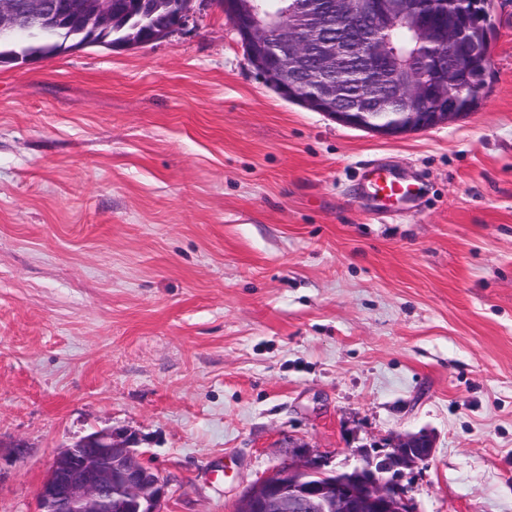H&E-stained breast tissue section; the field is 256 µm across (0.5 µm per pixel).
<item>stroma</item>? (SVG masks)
Instances as JSON below:
<instances>
[{
    "instance_id": "35a3bbf8",
    "label": "stroma",
    "mask_w": 512,
    "mask_h": 512,
    "mask_svg": "<svg viewBox=\"0 0 512 512\" xmlns=\"http://www.w3.org/2000/svg\"><path fill=\"white\" fill-rule=\"evenodd\" d=\"M193 6L144 47L0 64V512L104 428L163 512L420 431L416 512H512V0L481 106L398 138L281 98ZM371 166L416 196L374 199Z\"/></svg>"
}]
</instances>
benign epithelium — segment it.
Masks as SVG:
<instances>
[{
    "label": "benign epithelium",
    "mask_w": 512,
    "mask_h": 512,
    "mask_svg": "<svg viewBox=\"0 0 512 512\" xmlns=\"http://www.w3.org/2000/svg\"><path fill=\"white\" fill-rule=\"evenodd\" d=\"M290 0L279 17L263 0H217L247 58L282 98L332 116L344 125L396 138L446 124L482 101L492 64L496 0ZM191 0L166 23L140 14L132 46L164 38L183 25ZM120 0H0V42L31 38L53 26L69 37L86 26L108 27ZM433 46L429 57L387 43L394 29ZM336 34H331V30ZM360 59L359 89L343 74ZM138 438L111 428L95 431L54 458L41 482L35 512H161L167 482L141 460ZM434 442L410 434L376 452L365 451L351 469L336 471L335 487L314 458L295 454L252 484L234 512H415L398 483L399 469L428 461Z\"/></svg>",
    "instance_id": "benign-epithelium-1"
}]
</instances>
